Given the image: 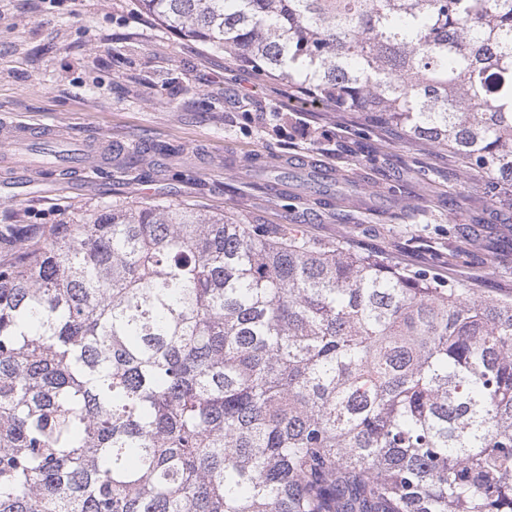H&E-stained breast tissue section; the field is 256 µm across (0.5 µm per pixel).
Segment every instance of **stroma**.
Listing matches in <instances>:
<instances>
[{
	"instance_id": "1",
	"label": "stroma",
	"mask_w": 512,
	"mask_h": 512,
	"mask_svg": "<svg viewBox=\"0 0 512 512\" xmlns=\"http://www.w3.org/2000/svg\"><path fill=\"white\" fill-rule=\"evenodd\" d=\"M0 120L62 130L112 169H46L0 192V224H69L104 204L189 203L512 296V203L447 149L307 101L288 81L176 36L137 0H0ZM166 146L167 154L156 151ZM141 161L128 167L127 152ZM342 174L314 195L312 171ZM367 199L351 207L352 192Z\"/></svg>"
}]
</instances>
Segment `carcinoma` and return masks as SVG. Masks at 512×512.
I'll list each match as a JSON object with an SVG mask.
<instances>
[{
    "mask_svg": "<svg viewBox=\"0 0 512 512\" xmlns=\"http://www.w3.org/2000/svg\"><path fill=\"white\" fill-rule=\"evenodd\" d=\"M138 3L512 197V0ZM0 247V512H512V297L184 204Z\"/></svg>",
    "mask_w": 512,
    "mask_h": 512,
    "instance_id": "cac0c4a2",
    "label": "carcinoma"
}]
</instances>
